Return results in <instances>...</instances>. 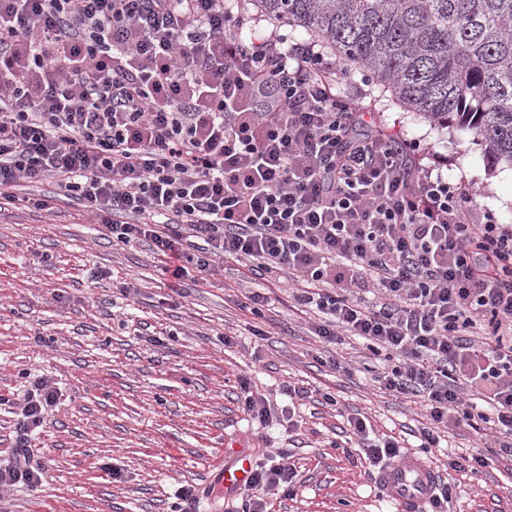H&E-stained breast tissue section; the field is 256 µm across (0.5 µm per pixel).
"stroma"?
<instances>
[{
	"label": "stroma",
	"instance_id": "35a3bbf8",
	"mask_svg": "<svg viewBox=\"0 0 512 512\" xmlns=\"http://www.w3.org/2000/svg\"><path fill=\"white\" fill-rule=\"evenodd\" d=\"M358 86L381 126L512 224V169H488L470 138L437 131L366 73L350 71L343 89ZM27 194L0 204V459L14 448L18 399L32 382L51 378L59 400L29 441L42 482L1 494L10 512H170L188 485L198 492L195 512H236L238 498L216 491L210 466L237 445L255 461L286 452L297 471L293 493L269 496L268 512H392L374 470L338 444L348 418L359 416L415 453L423 410L417 399L376 388L362 343L352 338L343 348L350 373L332 370L319 363L321 345L304 328L310 314L287 283H267L257 321L241 307L251 285L235 261L206 284L189 269L173 293L149 243H113L76 200L59 197L55 178ZM39 196L55 197L53 212L30 205ZM255 326L264 339L252 336ZM228 333L237 336L231 348ZM242 377L270 402L272 419L244 412ZM286 383L300 395L283 396ZM327 391L336 407L324 403ZM483 443L462 423L425 453L453 488L447 512H512L511 457H493L475 475L448 467L449 453Z\"/></svg>",
	"mask_w": 512,
	"mask_h": 512
}]
</instances>
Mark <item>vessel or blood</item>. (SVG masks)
<instances>
[{
    "label": "vessel or blood",
    "instance_id": "b4317fda",
    "mask_svg": "<svg viewBox=\"0 0 512 512\" xmlns=\"http://www.w3.org/2000/svg\"><path fill=\"white\" fill-rule=\"evenodd\" d=\"M217 476L225 493L239 492L252 477L247 451L238 450L233 461L222 466ZM377 480L397 512H418L421 503L431 496L439 476L422 458L405 454L397 461L383 466Z\"/></svg>",
    "mask_w": 512,
    "mask_h": 512
}]
</instances>
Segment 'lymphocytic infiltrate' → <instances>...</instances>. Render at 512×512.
Wrapping results in <instances>:
<instances>
[{"label": "lymphocytic infiltrate", "mask_w": 512, "mask_h": 512, "mask_svg": "<svg viewBox=\"0 0 512 512\" xmlns=\"http://www.w3.org/2000/svg\"><path fill=\"white\" fill-rule=\"evenodd\" d=\"M244 25L224 0H0V199L53 176L173 279L229 259L291 275L334 369L358 337L380 388L422 400V448L456 420L512 456V225L377 127L318 42ZM57 401L42 377L24 393L0 490L39 483L29 438ZM349 426L371 467L398 457ZM253 469L241 512L292 492L287 457Z\"/></svg>", "instance_id": "obj_1"}]
</instances>
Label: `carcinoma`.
Segmentation results:
<instances>
[{"instance_id":"1","label":"carcinoma","mask_w":512,"mask_h":512,"mask_svg":"<svg viewBox=\"0 0 512 512\" xmlns=\"http://www.w3.org/2000/svg\"><path fill=\"white\" fill-rule=\"evenodd\" d=\"M348 69L370 71L408 112L512 168V0H254Z\"/></svg>"}]
</instances>
